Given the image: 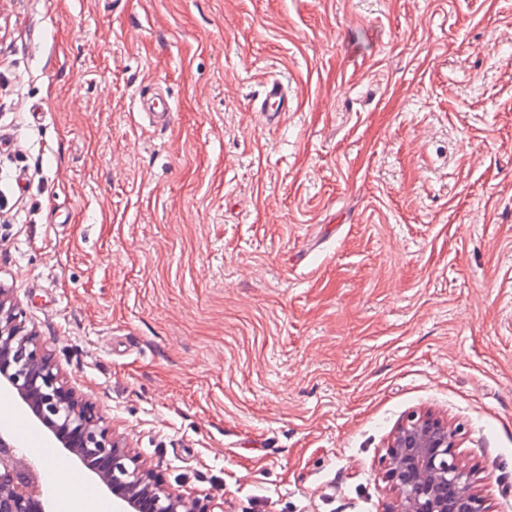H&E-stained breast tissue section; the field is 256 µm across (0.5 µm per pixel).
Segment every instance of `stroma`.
Returning <instances> with one entry per match:
<instances>
[{"label": "stroma", "mask_w": 512, "mask_h": 512, "mask_svg": "<svg viewBox=\"0 0 512 512\" xmlns=\"http://www.w3.org/2000/svg\"><path fill=\"white\" fill-rule=\"evenodd\" d=\"M0 284L224 512H384L414 411L512 512V0H0ZM291 109L292 99L289 98L288 88L278 79H269L254 112H259L264 123L270 126L280 119L283 112ZM137 103L138 106H136V103L134 105L140 116L155 125H163L172 111V107L167 100L139 97Z\"/></svg>", "instance_id": "1"}]
</instances>
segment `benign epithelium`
Instances as JSON below:
<instances>
[{
    "instance_id": "benign-epithelium-1",
    "label": "benign epithelium",
    "mask_w": 512,
    "mask_h": 512,
    "mask_svg": "<svg viewBox=\"0 0 512 512\" xmlns=\"http://www.w3.org/2000/svg\"><path fill=\"white\" fill-rule=\"evenodd\" d=\"M10 289L0 284V392L31 412L50 446L80 461L97 458L98 481L120 500V512H214L216 505L164 486L107 418L70 387L40 337L22 320ZM21 439L0 428V512H52L43 499ZM456 431L430 413H412L391 434L382 481L394 493L389 512H490L487 496L457 452Z\"/></svg>"
}]
</instances>
